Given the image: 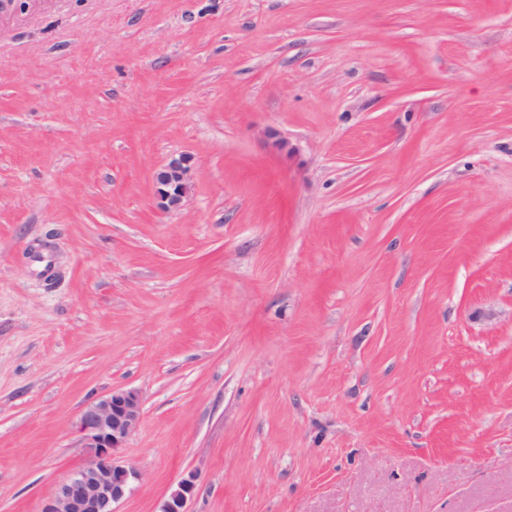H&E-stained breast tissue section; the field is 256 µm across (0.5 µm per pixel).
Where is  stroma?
Masks as SVG:
<instances>
[{"label": "stroma", "instance_id": "1", "mask_svg": "<svg viewBox=\"0 0 512 512\" xmlns=\"http://www.w3.org/2000/svg\"><path fill=\"white\" fill-rule=\"evenodd\" d=\"M27 2L0 512H40L116 389L144 399L118 512L188 476V512H512V0ZM193 183L192 158L172 157L153 173L157 207L162 211L178 210L191 192Z\"/></svg>", "mask_w": 512, "mask_h": 512}]
</instances>
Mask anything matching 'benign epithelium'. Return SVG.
<instances>
[{"instance_id":"1","label":"benign epithelium","mask_w":512,"mask_h":512,"mask_svg":"<svg viewBox=\"0 0 512 512\" xmlns=\"http://www.w3.org/2000/svg\"><path fill=\"white\" fill-rule=\"evenodd\" d=\"M192 158L172 157L153 173L157 207L179 209L191 192ZM143 396L134 389H119L86 405L79 418L84 464L56 488L40 512H115L114 505L140 478L132 467L119 464L116 451L137 430L142 418ZM195 489L194 477L182 479L164 501L161 512H188L186 504Z\"/></svg>"}]
</instances>
